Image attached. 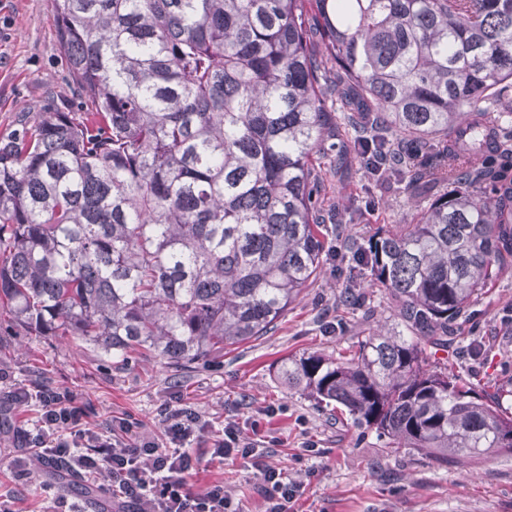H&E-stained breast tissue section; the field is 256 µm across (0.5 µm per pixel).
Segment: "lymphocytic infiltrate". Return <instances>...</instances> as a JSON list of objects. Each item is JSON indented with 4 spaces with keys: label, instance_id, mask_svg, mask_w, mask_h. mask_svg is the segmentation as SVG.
<instances>
[{
    "label": "lymphocytic infiltrate",
    "instance_id": "1",
    "mask_svg": "<svg viewBox=\"0 0 512 512\" xmlns=\"http://www.w3.org/2000/svg\"><path fill=\"white\" fill-rule=\"evenodd\" d=\"M32 396L22 390L15 398L25 401ZM33 397L41 414L35 430L26 436L29 445L37 447L42 462L65 465L84 481L109 475L112 483L105 492L117 500V512H243L241 505L225 494L223 485L199 492L189 482L199 463L189 442L205 426L196 409L187 405L162 408L170 442L162 448L141 436V422L129 418L119 420L116 438L82 428L84 410L68 392L43 387ZM243 430L239 421H227L223 439L210 451L211 459L243 460L261 480L266 512H288L297 485L267 463L265 452L248 441Z\"/></svg>",
    "mask_w": 512,
    "mask_h": 512
}]
</instances>
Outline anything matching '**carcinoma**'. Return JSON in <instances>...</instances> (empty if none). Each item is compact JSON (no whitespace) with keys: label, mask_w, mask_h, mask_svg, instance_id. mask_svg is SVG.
Segmentation results:
<instances>
[{"label":"carcinoma","mask_w":512,"mask_h":512,"mask_svg":"<svg viewBox=\"0 0 512 512\" xmlns=\"http://www.w3.org/2000/svg\"><path fill=\"white\" fill-rule=\"evenodd\" d=\"M305 2L55 0L76 101L0 139V304L107 357L222 355L315 277L345 221L325 182L353 154L418 194L450 185L351 251L410 335L288 358L280 379L397 450L512 453L502 396L426 347L512 258V0H313L315 27Z\"/></svg>","instance_id":"carcinoma-1"}]
</instances>
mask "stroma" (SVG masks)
<instances>
[{
    "label": "stroma",
    "instance_id": "1",
    "mask_svg": "<svg viewBox=\"0 0 512 512\" xmlns=\"http://www.w3.org/2000/svg\"><path fill=\"white\" fill-rule=\"evenodd\" d=\"M75 97L55 34L54 0H0V137L16 126L21 113L40 112ZM436 184L429 195L411 199L402 185L373 179L351 167L346 180L328 181L325 193L345 210L356 209L353 224H330L325 241L362 240L410 219L415 207L428 206L447 193ZM350 263L324 260L315 279L265 336L226 348L221 358L173 373L154 357L107 358L69 336H26L8 327L0 308V494L13 498L16 512H47L51 493L65 495L80 512H112V502L77 475L49 469L21 441L33 429L39 405L13 401L16 388L43 385L82 395L88 426L106 430L131 416L144 435L168 447L161 405L180 401L196 408L207 428L193 442L210 448L228 418H259L270 438L269 464L280 468L302 493L291 512H512V454L488 453L441 464L427 455L391 453L374 431L353 424L348 415L317 406L277 378L282 362L310 352L345 353L355 337L397 326L395 301L379 287L368 291L367 305H346ZM512 266L501 271L454 320L447 347L436 359L448 362L480 392L499 393L512 409ZM280 408L260 417L265 406ZM316 442L318 453L304 451ZM25 458L27 483L15 481L11 460ZM223 482L224 491L244 512H265L259 480L243 461L201 458L189 482L202 490Z\"/></svg>",
    "mask_w": 512,
    "mask_h": 512
}]
</instances>
